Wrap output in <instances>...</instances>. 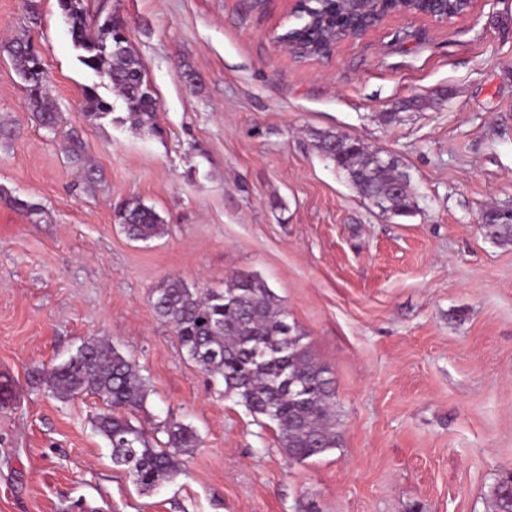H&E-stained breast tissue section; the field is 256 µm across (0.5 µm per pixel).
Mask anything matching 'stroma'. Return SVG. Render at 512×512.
<instances>
[{
  "label": "stroma",
  "mask_w": 512,
  "mask_h": 512,
  "mask_svg": "<svg viewBox=\"0 0 512 512\" xmlns=\"http://www.w3.org/2000/svg\"><path fill=\"white\" fill-rule=\"evenodd\" d=\"M159 103V134L121 98L86 115L57 0H0V45L29 34L61 123L30 118L0 48V512H492L512 471V246L483 212L512 204V0L437 23L394 17L327 59L275 42L284 0H103ZM415 108H406V101ZM76 132L105 181L84 189L61 137ZM397 157L418 207L390 217L316 149L319 133ZM165 220L130 239L114 204ZM264 280L336 388L339 448L296 462L278 431L181 349L151 306L168 277L192 288ZM148 386L131 416L152 442L170 421L198 447L148 494L112 463L94 395L36 379L90 338Z\"/></svg>",
  "instance_id": "1"
}]
</instances>
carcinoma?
<instances>
[{
	"instance_id": "carcinoma-1",
	"label": "carcinoma",
	"mask_w": 512,
	"mask_h": 512,
	"mask_svg": "<svg viewBox=\"0 0 512 512\" xmlns=\"http://www.w3.org/2000/svg\"><path fill=\"white\" fill-rule=\"evenodd\" d=\"M58 3L72 43L83 51L81 62L95 72L100 84L118 93L136 126L158 133V102L145 82L144 64L129 44L124 22L112 14L99 20L85 0ZM371 8L384 15L403 8L422 11L424 5L373 0ZM344 12L341 0H311L299 16L302 23L284 35L310 56L322 57L330 46L325 36L334 33L338 42L346 37ZM8 51L24 80L32 119L39 127L56 132L58 113L49 95L44 64L28 35L15 37ZM82 99L89 117L110 115V103L98 94L97 87L84 88ZM318 148L381 212L406 215L417 208L398 159L333 132L319 135ZM63 150L88 188L103 181L101 171L87 163L85 145L78 137H65ZM511 213V204L485 211L480 224L483 235L498 245H512ZM114 215L135 240L146 242L165 233L163 218L138 200L118 203ZM151 303L156 316L172 325L192 362L207 374L221 376L225 392L276 426L280 447L288 458L305 461L340 447L329 370L316 360L306 336L289 321L287 310L263 280L241 275L228 280L222 290H200L171 276L152 292ZM46 382L63 400L89 393L102 398L106 411L96 416L94 427L112 448V463L140 491L149 492L179 474L175 457L154 447L126 416L143 405L146 382L139 366L115 347L88 339L74 356L48 372ZM165 431L173 448L198 445L196 434L180 423H169ZM491 500L493 512H512L511 471L496 482Z\"/></svg>"
}]
</instances>
